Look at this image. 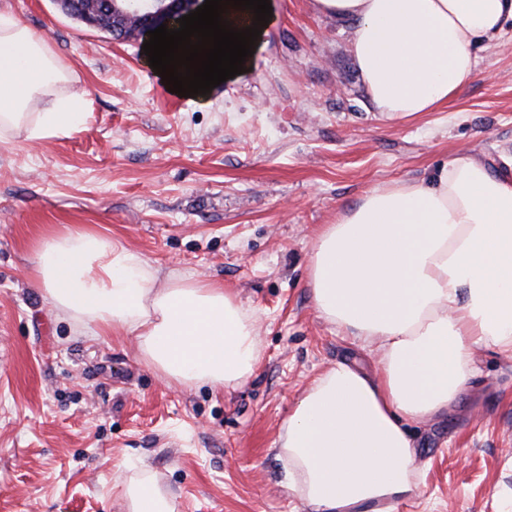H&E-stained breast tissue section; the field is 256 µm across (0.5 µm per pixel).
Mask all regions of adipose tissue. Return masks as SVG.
<instances>
[{
  "mask_svg": "<svg viewBox=\"0 0 512 512\" xmlns=\"http://www.w3.org/2000/svg\"><path fill=\"white\" fill-rule=\"evenodd\" d=\"M351 23L373 111L433 112L475 75L476 43L512 0H314ZM44 38L0 12V139L77 128L84 97ZM498 173L461 154L426 181L395 180L322 225L308 265L319 316L375 356L339 361L291 406L278 438L289 490L310 512H394L419 489L413 430L458 403L474 351L512 357V156ZM32 280L91 335L133 336L141 362L190 389L242 386L263 361L256 314L214 282L159 277L90 229L46 240Z\"/></svg>",
  "mask_w": 512,
  "mask_h": 512,
  "instance_id": "adipose-tissue-1",
  "label": "adipose tissue"
}]
</instances>
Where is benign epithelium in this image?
I'll return each instance as SVG.
<instances>
[{"instance_id": "7a95c632", "label": "benign epithelium", "mask_w": 512, "mask_h": 512, "mask_svg": "<svg viewBox=\"0 0 512 512\" xmlns=\"http://www.w3.org/2000/svg\"><path fill=\"white\" fill-rule=\"evenodd\" d=\"M65 12L77 17L85 25L125 40L120 34L119 19L133 25L139 35L164 24L172 26L177 18L194 10L198 0H104L100 9H95L97 0H55Z\"/></svg>"}]
</instances>
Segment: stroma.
Segmentation results:
<instances>
[{"label":"stroma","instance_id":"1","mask_svg":"<svg viewBox=\"0 0 512 512\" xmlns=\"http://www.w3.org/2000/svg\"><path fill=\"white\" fill-rule=\"evenodd\" d=\"M242 74L169 92L142 42L55 0H0L83 93L71 134L0 141V512H117L125 483L175 512H308L276 446L288 410L338 361L374 356L322 320L307 286L315 231L372 186L423 180L465 152L512 153V27L436 112L371 111L351 27L313 0H270ZM90 228L162 274L221 284L260 317L264 358L224 392L167 383L132 337L90 338L32 282L41 244ZM458 405L415 432L418 492L395 512H512V359L489 349Z\"/></svg>","mask_w":512,"mask_h":512}]
</instances>
